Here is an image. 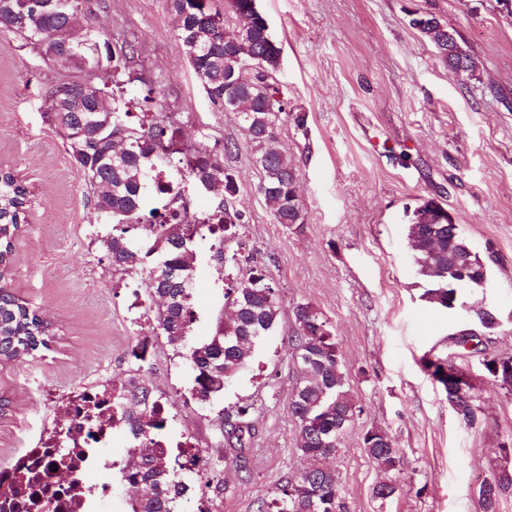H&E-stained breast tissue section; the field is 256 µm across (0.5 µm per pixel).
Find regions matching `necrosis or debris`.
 Returning <instances> with one entry per match:
<instances>
[{"label": "necrosis or debris", "instance_id": "necrosis-or-debris-1", "mask_svg": "<svg viewBox=\"0 0 512 512\" xmlns=\"http://www.w3.org/2000/svg\"><path fill=\"white\" fill-rule=\"evenodd\" d=\"M79 403V393H71L56 407L54 426L43 432L38 444L21 450L0 468V486L8 488L18 484L32 463L55 465L54 506L45 507L35 499L26 512H112L113 426L100 417L94 437H87L85 420L75 411Z\"/></svg>", "mask_w": 512, "mask_h": 512}]
</instances>
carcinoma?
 Wrapping results in <instances>:
<instances>
[{
	"label": "carcinoma",
	"instance_id": "1",
	"mask_svg": "<svg viewBox=\"0 0 512 512\" xmlns=\"http://www.w3.org/2000/svg\"><path fill=\"white\" fill-rule=\"evenodd\" d=\"M170 11L189 16L177 22L176 37L209 101L224 112H233L247 133L252 163L260 176L259 191L275 223L302 224L305 213L293 195L298 173L288 155L271 146L279 123L290 115L282 89L272 83L280 64L281 49L273 39L266 18L252 0H226V10L235 17L225 26L224 14L212 0L199 7L168 0ZM95 15L92 0H0V31L14 35L44 62L60 71L61 80L45 92V113L62 137L68 152L82 170L84 183L92 194L100 223L110 227L98 238L110 259L112 270L129 274L134 262L144 256L152 267L144 288L154 291L155 278L176 267L183 278L195 272L197 240H206L227 269L224 311L217 318L207 341L186 347L181 356L192 374L191 394L205 402L224 391L245 365L251 349L272 333L282 311L274 286L257 269L241 278V250L224 251V241L242 239V214L230 212L227 196L237 191L236 176L224 170L218 156L206 147L186 144L181 139L179 120L167 112H132L134 98L127 87L137 46L113 48L109 37L88 25ZM412 24L435 47L439 60L453 69L472 71L474 58L432 14L414 18ZM257 63L262 71L247 82L228 83L246 62ZM112 76V84H99L98 72ZM94 115L97 126L84 133L85 114ZM198 179L223 182L224 197L212 202L201 216L184 206L186 188ZM30 191L8 169L0 168V278L12 273L14 241L26 223ZM440 204L423 201L408 224V240L418 273L427 281L424 297L444 308L456 302L462 288H475L486 281L489 262L469 246L459 225L438 221ZM168 303L153 311L155 330L166 336L176 349L196 320L189 289L171 280L164 288ZM296 331L295 361L298 381L289 404L297 428V448L313 461L296 482L300 495L288 496L291 481L278 488L265 504L266 512H336L340 488L330 465L340 450L347 426L362 408L345 390V379L333 334L326 321L308 304L294 307ZM59 333L40 311L0 290V362L34 357L57 342ZM512 365V355L485 354L483 365L493 379V370ZM431 375L441 384L448 404L464 421H475L470 392L473 385L448 387L439 374L444 364L430 363ZM92 389L112 402V424L125 427L135 438L155 445L156 432L165 428L156 412L161 399L153 394L147 379L129 376ZM252 406L238 408L235 420L225 417V438L231 446L229 460H241L244 434L251 430ZM364 451L384 472L396 467L398 449L382 431L363 437ZM179 462L171 452L158 446L148 455L128 456L121 478L130 484L149 481L152 495L131 504V512H178L188 485L178 470L199 457L187 448ZM512 491V470L502 469L485 482L479 495L485 512H496L499 499ZM399 492L388 478L373 488L380 500Z\"/></svg>",
	"mask_w": 512,
	"mask_h": 512
}]
</instances>
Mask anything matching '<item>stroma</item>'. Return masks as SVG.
<instances>
[{"label": "stroma", "mask_w": 512, "mask_h": 512, "mask_svg": "<svg viewBox=\"0 0 512 512\" xmlns=\"http://www.w3.org/2000/svg\"><path fill=\"white\" fill-rule=\"evenodd\" d=\"M281 48L275 74L290 112L274 142L298 171L302 226L273 221L258 190L247 136L234 113L208 100L175 37L168 0H108L98 26L142 48L135 70L152 82L153 108L181 121L188 143L220 149L237 177L231 206L245 224L243 257L261 266L284 307L223 393L198 403L183 358L142 318L131 289L98 250L101 226L83 173L44 117L56 72L0 33V165L32 192L15 242L12 292L39 307L62 336L36 358L0 363V466L27 447L54 402L76 388L140 373L168 402L167 437L200 451L184 512H259L307 460L296 448L289 403L296 384L293 309L311 305L334 335L348 388L362 412L332 459L342 512H484L483 481L512 469V385L493 380L482 354L457 347L475 328L465 310L487 308L499 326L488 351L512 354V17L497 0H256ZM435 15L477 62L448 69L412 26ZM235 151H224V144ZM439 202L469 244L492 254L485 287L455 309L430 303L407 239L413 209ZM188 341L210 336L224 309V269L197 248ZM148 339L144 361L130 355ZM471 379L476 420L449 405L427 361ZM254 406L239 469L225 459V414ZM384 431L399 450L398 494L373 495L383 474L363 437Z\"/></svg>", "instance_id": "1"}]
</instances>
